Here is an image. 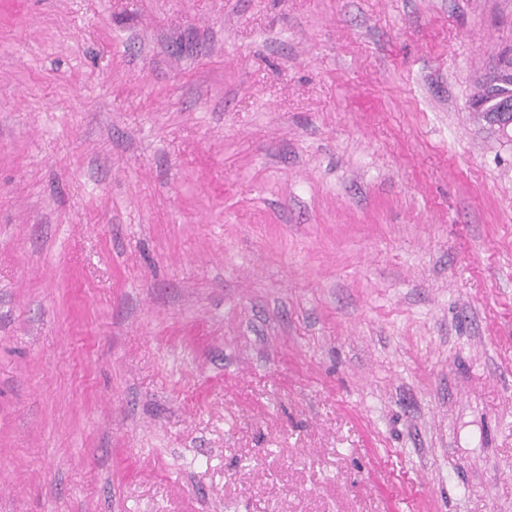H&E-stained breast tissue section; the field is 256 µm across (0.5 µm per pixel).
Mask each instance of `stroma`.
<instances>
[{
    "label": "stroma",
    "mask_w": 512,
    "mask_h": 512,
    "mask_svg": "<svg viewBox=\"0 0 512 512\" xmlns=\"http://www.w3.org/2000/svg\"><path fill=\"white\" fill-rule=\"evenodd\" d=\"M512 0H0V512H512ZM512 98V73L508 69L483 81L474 94V105L481 112L483 119L488 122L489 113L504 100Z\"/></svg>",
    "instance_id": "1"
}]
</instances>
